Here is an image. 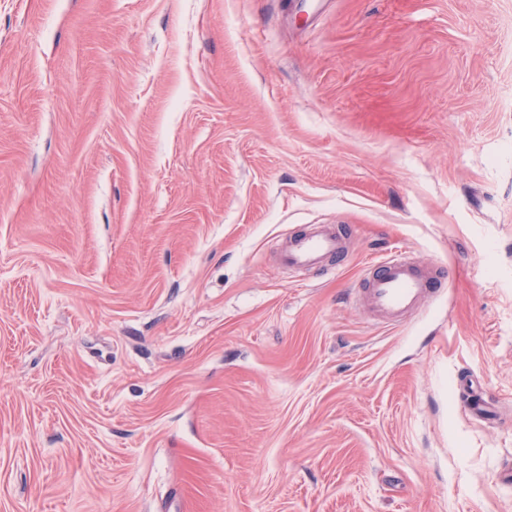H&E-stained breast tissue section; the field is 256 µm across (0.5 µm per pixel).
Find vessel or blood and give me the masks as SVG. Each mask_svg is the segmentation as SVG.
I'll return each instance as SVG.
<instances>
[{
    "label": "vessel or blood",
    "mask_w": 512,
    "mask_h": 512,
    "mask_svg": "<svg viewBox=\"0 0 512 512\" xmlns=\"http://www.w3.org/2000/svg\"><path fill=\"white\" fill-rule=\"evenodd\" d=\"M348 239V232L340 225L311 224L300 234L280 241L278 260L296 270L340 261L347 253ZM436 284L434 268L416 262L410 253L404 252L368 265L359 293L377 319L398 325L430 302Z\"/></svg>",
    "instance_id": "b4317fda"
}]
</instances>
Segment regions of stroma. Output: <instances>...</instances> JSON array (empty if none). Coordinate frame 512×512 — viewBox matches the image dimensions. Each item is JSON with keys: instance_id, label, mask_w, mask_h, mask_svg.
I'll return each mask as SVG.
<instances>
[{"instance_id": "35a3bbf8", "label": "stroma", "mask_w": 512, "mask_h": 512, "mask_svg": "<svg viewBox=\"0 0 512 512\" xmlns=\"http://www.w3.org/2000/svg\"><path fill=\"white\" fill-rule=\"evenodd\" d=\"M510 88L512 0H0V512H512ZM350 236L338 224H308L300 234L286 236L280 241L278 260L296 270L320 267L334 259L338 264L348 252ZM366 270L357 291L367 309L389 325H400L425 307L437 284L434 268L407 252L382 257Z\"/></svg>"}]
</instances>
